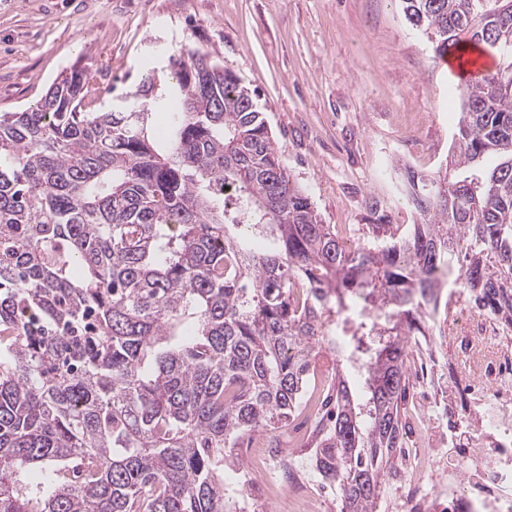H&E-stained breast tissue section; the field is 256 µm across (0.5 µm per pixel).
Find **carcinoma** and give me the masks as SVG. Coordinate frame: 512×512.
Instances as JSON below:
<instances>
[{
	"instance_id": "carcinoma-1",
	"label": "carcinoma",
	"mask_w": 512,
	"mask_h": 512,
	"mask_svg": "<svg viewBox=\"0 0 512 512\" xmlns=\"http://www.w3.org/2000/svg\"><path fill=\"white\" fill-rule=\"evenodd\" d=\"M399 3L437 52L509 63L462 90L445 164L407 171L419 223L381 245L340 243L208 51L108 110L75 67L0 112V512H233L235 448L288 427L326 343L313 464L374 512L442 288L512 320V0ZM352 307L392 316L330 331ZM465 49L466 52H468L470 55L468 62H461L457 57L453 60L454 62H457V67L462 74L471 72L473 67L479 65L484 66L485 62L482 61L484 58V53L486 54L489 71L491 72L497 71L500 67L502 68L503 66H506L509 62V60L501 56L497 50L491 49L489 47L482 46L484 53L472 45H467Z\"/></svg>"
}]
</instances>
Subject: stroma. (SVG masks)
Instances as JSON below:
<instances>
[{
    "mask_svg": "<svg viewBox=\"0 0 512 512\" xmlns=\"http://www.w3.org/2000/svg\"><path fill=\"white\" fill-rule=\"evenodd\" d=\"M195 48L257 91L283 162L340 241L378 245L417 223L405 173L444 164L463 85L397 0H0V112L33 107L74 67L100 88L98 111L162 52ZM447 438V420L411 423L377 512H402L413 479L447 478Z\"/></svg>",
    "mask_w": 512,
    "mask_h": 512,
    "instance_id": "stroma-1",
    "label": "stroma"
}]
</instances>
